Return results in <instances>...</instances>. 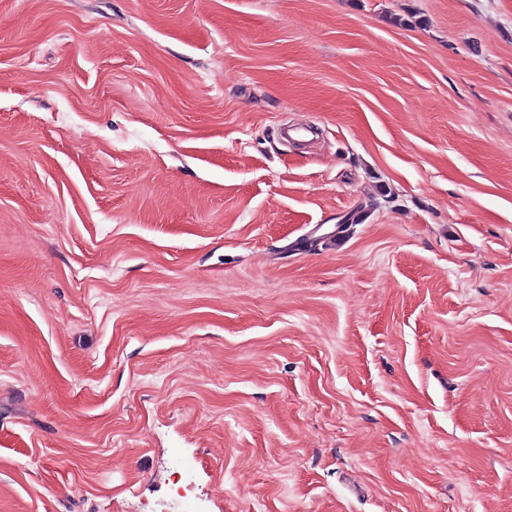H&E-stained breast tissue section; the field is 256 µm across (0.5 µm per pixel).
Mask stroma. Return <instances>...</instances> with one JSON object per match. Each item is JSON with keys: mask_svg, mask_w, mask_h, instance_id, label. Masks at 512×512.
I'll return each mask as SVG.
<instances>
[{"mask_svg": "<svg viewBox=\"0 0 512 512\" xmlns=\"http://www.w3.org/2000/svg\"><path fill=\"white\" fill-rule=\"evenodd\" d=\"M192 507L512 512V0H0V512Z\"/></svg>", "mask_w": 512, "mask_h": 512, "instance_id": "1", "label": "stroma"}]
</instances>
